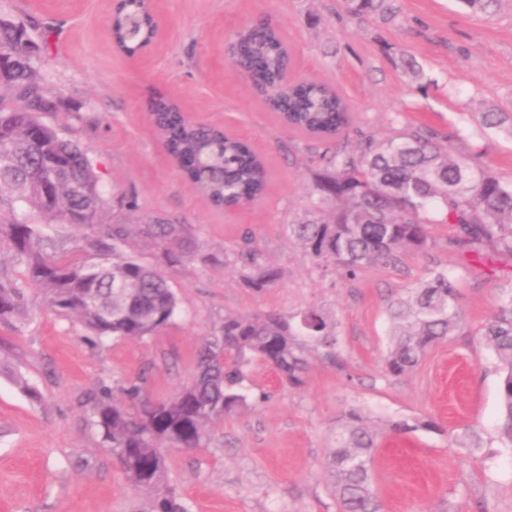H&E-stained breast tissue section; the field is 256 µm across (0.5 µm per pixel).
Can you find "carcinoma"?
I'll return each instance as SVG.
<instances>
[{"instance_id": "cac0c4a2", "label": "carcinoma", "mask_w": 512, "mask_h": 512, "mask_svg": "<svg viewBox=\"0 0 512 512\" xmlns=\"http://www.w3.org/2000/svg\"><path fill=\"white\" fill-rule=\"evenodd\" d=\"M471 14H491L498 0H460ZM354 16L377 14L394 20L395 0H345ZM34 21L0 19V89L14 94L11 106L0 103V147L13 153L12 169L0 174V212L23 204L58 224L93 228L104 199L87 156L40 120L54 107L44 79L38 77V48L29 29ZM112 42L129 56L152 42L158 30L146 0H116L110 26ZM231 55L259 73L263 102L280 121L318 140H338L354 133L355 144L342 142L324 156L314 179V200L306 218L288 225L291 236L314 261L355 278L365 269L391 263L400 251H426L429 226L456 224L449 245L476 257L487 243L512 253V181L502 179L482 154L454 155L439 136L403 132L387 140L357 125L349 104L330 84L318 80L282 83L289 69L288 44L271 23L235 34ZM153 120L169 153L180 163L186 181L217 208L254 203L266 192L268 171L262 156L234 135L193 123L169 99L152 105ZM484 130L512 139V106L479 113ZM139 234L164 246L172 265L195 250L190 227L156 217L140 225ZM35 285L42 303L77 320L95 346L110 336L142 339L169 325L177 298L167 278L124 253L130 231L114 224L85 246L112 256L99 264H77L46 256L40 248L41 227L12 219L0 225ZM240 276L260 293L274 287L280 273L254 247L240 255ZM25 292L13 281L0 280V322L24 310ZM390 345L383 369L391 376L414 369L436 342L461 327L459 296L445 269H431L389 307ZM480 340L496 358L502 373L500 439L512 446V294L500 298ZM337 323L318 307L299 319L275 312L224 316L219 330L197 354L192 381L168 399L145 397L144 377L117 387L103 382L89 390L83 405L91 425L109 444L130 487L144 493L136 512H187L181 494L167 480V451L205 445L211 427L246 404L237 386L244 369L260 357L290 385L301 383L306 355L328 360L338 355ZM443 432L430 418L389 422L381 432L352 407L336 418L327 471L339 512H382L374 489V459L387 433Z\"/></svg>"}]
</instances>
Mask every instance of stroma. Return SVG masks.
Returning <instances> with one entry per match:
<instances>
[{
	"mask_svg": "<svg viewBox=\"0 0 512 512\" xmlns=\"http://www.w3.org/2000/svg\"><path fill=\"white\" fill-rule=\"evenodd\" d=\"M162 36L146 60L113 50L111 0H0V15L28 17L50 31L40 74L53 92L42 121L77 142L99 176L102 224H142L162 217L190 225L199 254L168 266L143 236L125 251L154 266L178 299L173 321L143 339L90 346L80 324L44 309L7 240L0 276L24 286L26 316L0 322V512H134L140 496L91 427L83 395L99 382L145 375L150 399L191 382L197 351L225 314L296 313L316 306L338 322L341 363L307 358L303 383L291 387L260 358L245 369L247 404L225 416L207 447L173 450L168 478L188 512H338L327 476L336 418L361 408L370 424L430 417L442 433L388 435L375 456L374 488L383 512H512V446L500 441L501 373L477 332L504 291L512 290V254L486 246L485 260L450 247L456 225L431 227L427 251L400 252L356 278L311 260L288 235L312 200L313 175L328 146L280 125L232 65L217 66L229 36L265 17L285 33L296 73L333 82L356 117L385 140L401 131L452 135L456 153L480 150L512 179V139L476 132L472 115L512 100V0L489 16L458 0H400L397 19H361L344 0H162ZM416 58L419 78L400 65ZM176 98L197 123L221 125L248 140L268 161L267 195L255 205L214 210L187 184L149 118L152 102ZM41 225L47 255L98 261L76 249L84 228ZM253 242L282 278L257 293L237 272ZM447 269L460 296L463 326L430 348L412 371L383 370L387 307L432 267ZM22 376L41 394L27 398ZM479 441L471 449V441Z\"/></svg>",
	"mask_w": 512,
	"mask_h": 512,
	"instance_id": "1",
	"label": "stroma"
}]
</instances>
